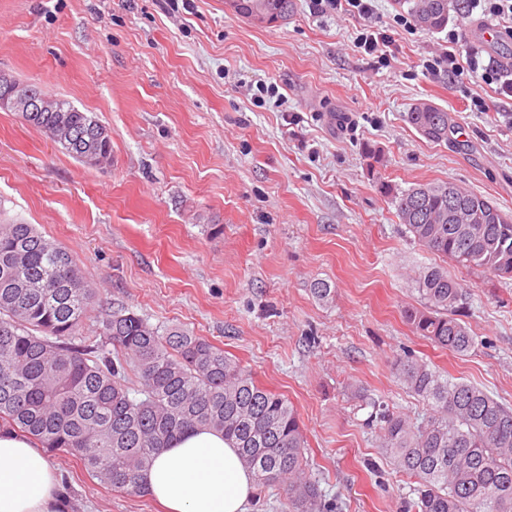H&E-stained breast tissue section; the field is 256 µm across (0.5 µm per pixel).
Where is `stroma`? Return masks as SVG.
Returning <instances> with one entry per match:
<instances>
[{
	"label": "stroma",
	"mask_w": 512,
	"mask_h": 512,
	"mask_svg": "<svg viewBox=\"0 0 512 512\" xmlns=\"http://www.w3.org/2000/svg\"><path fill=\"white\" fill-rule=\"evenodd\" d=\"M349 13L253 26L224 0H0V70L69 100L112 130V162L88 168L0 110V224H32L77 258L100 311L126 306L159 333L210 341L298 412L310 471L338 512H403L412 479L387 457L363 395L417 416L392 362L412 353L512 406V281L448 262L476 338L465 355L415 335L412 276L436 263L379 190L462 183L512 215V101L469 77L429 72L447 31ZM480 13L449 17L460 52L512 58V33ZM279 99L256 103L257 82ZM483 108H475L474 100ZM450 112L456 146L407 120ZM381 151L369 167L365 146ZM332 294L320 301L314 282ZM75 512H161L53 452ZM364 26L366 27L362 29L363 32L356 38L358 48H364L367 53H374L380 44L385 45L389 42V35L386 31L371 25Z\"/></svg>",
	"instance_id": "35a3bbf8"
}]
</instances>
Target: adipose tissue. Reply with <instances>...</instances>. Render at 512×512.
<instances>
[{"label": "adipose tissue", "mask_w": 512, "mask_h": 512, "mask_svg": "<svg viewBox=\"0 0 512 512\" xmlns=\"http://www.w3.org/2000/svg\"><path fill=\"white\" fill-rule=\"evenodd\" d=\"M62 479L42 448L0 426V512H70ZM139 484L166 512H251L256 497L237 448L204 427L162 449Z\"/></svg>", "instance_id": "1"}]
</instances>
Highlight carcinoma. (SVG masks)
I'll use <instances>...</instances> for the list:
<instances>
[{
    "label": "carcinoma",
    "instance_id": "carcinoma-1",
    "mask_svg": "<svg viewBox=\"0 0 512 512\" xmlns=\"http://www.w3.org/2000/svg\"><path fill=\"white\" fill-rule=\"evenodd\" d=\"M415 24L443 30L467 0H395ZM293 0H241L239 15L268 26ZM48 109L21 118L86 167L89 156H112V131L95 118L28 83ZM426 139L452 142L453 117L428 102L408 112ZM379 192L425 251L512 278V217L455 182ZM494 212V222L485 212ZM422 308L404 310L412 329L441 349L474 348L463 284L444 266L416 276ZM95 289L74 256L32 224H0V421L49 450L76 456L114 489L141 492L139 475L177 436L198 426L224 433L238 448L260 491L284 488V512H333L309 472L297 411L256 384L224 350L186 330L158 334L121 307L82 330ZM80 343L75 344L73 340ZM112 345V350L105 349ZM394 369L409 392L427 401L421 422L371 401L382 446L417 480L405 512H512V408L480 387L453 381L407 354ZM137 378L130 393V376Z\"/></svg>",
    "mask_w": 512,
    "mask_h": 512
}]
</instances>
